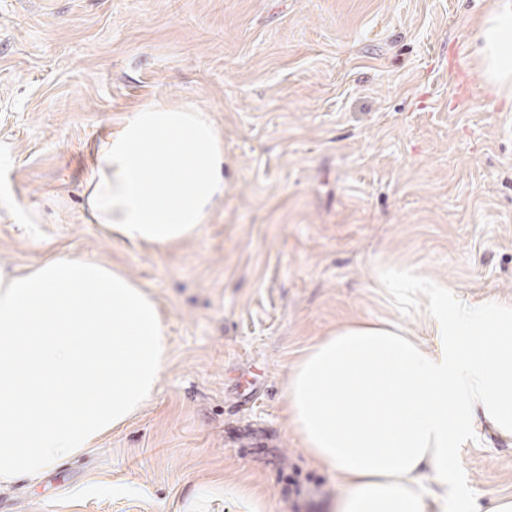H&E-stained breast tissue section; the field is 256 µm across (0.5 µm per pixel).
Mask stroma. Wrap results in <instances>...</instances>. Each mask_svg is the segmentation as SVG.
Returning a JSON list of instances; mask_svg holds the SVG:
<instances>
[{"label":"stroma","mask_w":512,"mask_h":512,"mask_svg":"<svg viewBox=\"0 0 512 512\" xmlns=\"http://www.w3.org/2000/svg\"><path fill=\"white\" fill-rule=\"evenodd\" d=\"M495 2L0 0V270L95 257L153 294L169 343L142 410L1 486L0 512H241L228 485L332 512L345 490L285 411L303 350L362 319L425 336L433 285L512 301V99L472 49ZM159 99L224 145L223 196L162 249L83 212L95 144ZM456 476L512 496V442L481 429Z\"/></svg>","instance_id":"obj_1"}]
</instances>
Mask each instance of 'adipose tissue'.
I'll list each match as a JSON object with an SVG mask.
<instances>
[{"instance_id":"obj_1","label":"adipose tissue","mask_w":512,"mask_h":512,"mask_svg":"<svg viewBox=\"0 0 512 512\" xmlns=\"http://www.w3.org/2000/svg\"><path fill=\"white\" fill-rule=\"evenodd\" d=\"M477 38L489 84L512 88V0ZM85 180L92 223L163 248L197 236L223 195V143L204 113L153 102L97 143ZM426 312L432 347L394 320L346 323L288 378L290 426L347 488L336 512H472L454 480L460 448L486 425L512 439V303L435 285Z\"/></svg>"}]
</instances>
